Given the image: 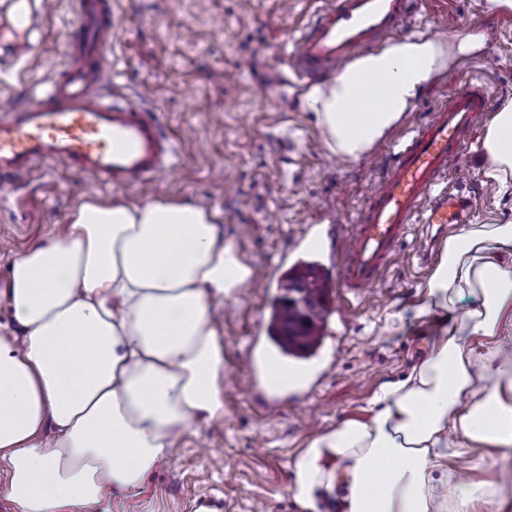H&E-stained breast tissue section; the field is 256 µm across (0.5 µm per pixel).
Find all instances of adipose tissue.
Masks as SVG:
<instances>
[{"label":"adipose tissue","instance_id":"adipose-tissue-1","mask_svg":"<svg viewBox=\"0 0 512 512\" xmlns=\"http://www.w3.org/2000/svg\"><path fill=\"white\" fill-rule=\"evenodd\" d=\"M442 56L419 36L345 66L308 94L332 149L359 156L419 96ZM493 178L512 174V102L484 138ZM252 279L215 209L155 199L87 201L11 263L0 299V495L14 512H75L128 494L178 441L224 415L215 306ZM455 316L428 355L385 384L366 418L313 438L291 462L303 512L339 490L338 512H470L493 486L439 487L457 448L512 450V224H473L448 241L423 310Z\"/></svg>","mask_w":512,"mask_h":512}]
</instances>
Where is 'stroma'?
Listing matches in <instances>:
<instances>
[{
	"mask_svg": "<svg viewBox=\"0 0 512 512\" xmlns=\"http://www.w3.org/2000/svg\"><path fill=\"white\" fill-rule=\"evenodd\" d=\"M480 0H419L411 33L434 32L449 53L410 112L359 158L331 151L307 85L289 77L266 94L285 70L293 41L322 0H112L116 32L109 47L115 76L108 93L126 95L159 113L179 145L173 172L134 190L100 189L79 173L60 178L45 163L0 196V289L12 258L67 223L86 200L132 203L171 199L211 206L224 215V239L253 272L248 287L226 302L223 319L224 416L187 437L170 463L144 488L108 495L76 512H194L211 497L214 512H302L289 485V462L312 437L348 418H360L379 387L401 379L443 328L447 314L419 313L431 270L421 269L423 237L415 228L381 283L350 303L344 324L329 323L322 359L328 375L309 398L275 407L256 405L245 362L255 337L265 335L272 289L286 276L295 238L309 224L349 226L382 172L393 144L445 105L465 81L478 78L498 104L512 101V11L491 6L497 41L471 42L470 21ZM31 7L29 34L15 26ZM74 0H0V105L26 100L62 63L60 45ZM27 37L31 52L15 60L11 45ZM472 62L459 66L462 56ZM477 131L459 175L448 186L476 198L475 224L512 222V187L487 175L491 162ZM448 473L492 484L512 512V456L491 448L448 459Z\"/></svg>",
	"mask_w": 512,
	"mask_h": 512,
	"instance_id": "35a3bbf8",
	"label": "stroma"
}]
</instances>
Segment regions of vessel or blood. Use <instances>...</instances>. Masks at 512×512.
I'll return each instance as SVG.
<instances>
[{"label": "vessel or blood", "instance_id": "1", "mask_svg": "<svg viewBox=\"0 0 512 512\" xmlns=\"http://www.w3.org/2000/svg\"><path fill=\"white\" fill-rule=\"evenodd\" d=\"M416 8L417 0H326L294 41L290 64L308 81L333 75L403 30ZM112 24V0H78L62 42L63 65L46 87L0 110L1 183L14 184L45 162L88 175L109 189L141 187L175 168L178 148L160 116L133 99L103 91L112 81L105 61ZM494 109L481 81L465 82L448 105L394 145L385 174L347 236H302L306 252L324 259L317 277L325 301L374 288L413 225L443 231L469 221L474 199L448 191V168ZM263 357L277 378L253 371L259 398L275 401L302 387L298 365L273 351Z\"/></svg>", "mask_w": 512, "mask_h": 512}]
</instances>
